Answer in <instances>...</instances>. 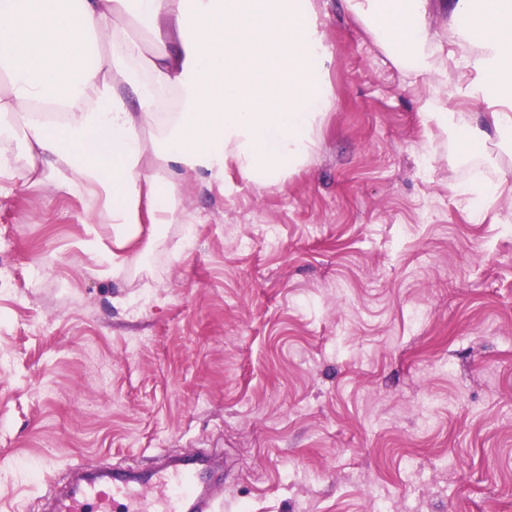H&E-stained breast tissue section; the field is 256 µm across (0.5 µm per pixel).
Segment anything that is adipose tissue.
Masks as SVG:
<instances>
[{
  "label": "adipose tissue",
  "mask_w": 512,
  "mask_h": 512,
  "mask_svg": "<svg viewBox=\"0 0 512 512\" xmlns=\"http://www.w3.org/2000/svg\"><path fill=\"white\" fill-rule=\"evenodd\" d=\"M0 0V179L46 183L101 204L112 227L113 274L134 249L160 245L188 182L229 171L264 185L308 161L335 105L329 50L312 0ZM348 14L414 78L445 70L429 0H344ZM453 38L473 47L459 67L488 121L436 101L427 128L512 153V0H452ZM175 50L145 55L137 26ZM106 50H98V43ZM175 92L177 109L160 115ZM22 140L28 166L15 165Z\"/></svg>",
  "instance_id": "ef3b65f1"
}]
</instances>
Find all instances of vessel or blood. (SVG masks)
<instances>
[{"instance_id": "1", "label": "vessel or blood", "mask_w": 512, "mask_h": 512, "mask_svg": "<svg viewBox=\"0 0 512 512\" xmlns=\"http://www.w3.org/2000/svg\"><path fill=\"white\" fill-rule=\"evenodd\" d=\"M152 485L155 496L150 512H214L215 498L201 463L176 462L155 472ZM136 497L132 480L105 461L91 479L68 490L57 512H131Z\"/></svg>"}]
</instances>
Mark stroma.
Instances as JSON below:
<instances>
[{"label": "stroma", "instance_id": "35a3bbf8", "mask_svg": "<svg viewBox=\"0 0 512 512\" xmlns=\"http://www.w3.org/2000/svg\"><path fill=\"white\" fill-rule=\"evenodd\" d=\"M336 104L287 181L185 189L119 277L110 225L0 190V512L102 460L204 451L220 512H512V154L426 129L414 80L313 0ZM501 179L496 199L456 186Z\"/></svg>", "mask_w": 512, "mask_h": 512}]
</instances>
